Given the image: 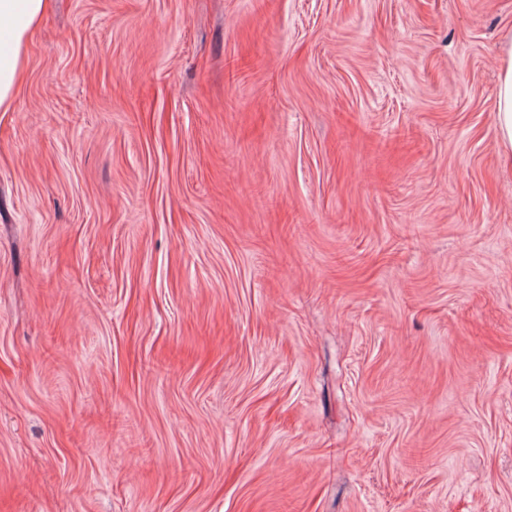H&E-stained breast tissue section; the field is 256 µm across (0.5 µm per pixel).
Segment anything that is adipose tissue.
Wrapping results in <instances>:
<instances>
[{"label":"adipose tissue","mask_w":512,"mask_h":512,"mask_svg":"<svg viewBox=\"0 0 512 512\" xmlns=\"http://www.w3.org/2000/svg\"><path fill=\"white\" fill-rule=\"evenodd\" d=\"M51 0H0V112L14 109L24 67L25 46L50 9ZM500 81L495 121L504 162L512 163V36L498 53Z\"/></svg>","instance_id":"obj_1"}]
</instances>
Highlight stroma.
Returning <instances> with one entry per match:
<instances>
[{"label": "stroma", "instance_id": "obj_1", "mask_svg": "<svg viewBox=\"0 0 512 512\" xmlns=\"http://www.w3.org/2000/svg\"><path fill=\"white\" fill-rule=\"evenodd\" d=\"M512 0H53L0 112V512H512ZM500 81L495 121L498 147L505 163H512V34L506 36L498 53Z\"/></svg>", "mask_w": 512, "mask_h": 512}]
</instances>
